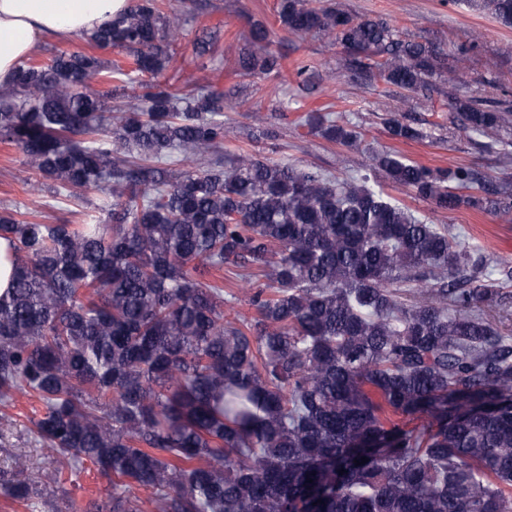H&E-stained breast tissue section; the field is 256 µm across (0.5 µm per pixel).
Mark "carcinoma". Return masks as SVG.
I'll use <instances>...</instances> for the list:
<instances>
[{"label":"carcinoma","mask_w":512,"mask_h":512,"mask_svg":"<svg viewBox=\"0 0 512 512\" xmlns=\"http://www.w3.org/2000/svg\"><path fill=\"white\" fill-rule=\"evenodd\" d=\"M468 5L512 27V0ZM276 21L340 46L372 82L432 102L446 80L460 130L512 127L506 95L469 93L438 46L383 17L278 0ZM183 26L169 0H131L86 34L126 60L24 61L0 100L1 142L58 191L99 194L81 224L0 213L19 258L0 297V405L37 398L35 433L63 457L43 487L0 493L51 496L87 462L112 479L109 512H512V338L483 312L495 288L482 258L366 175L251 153L224 166V93L159 81ZM274 43L253 24L238 74L280 76ZM134 84L138 102L117 101ZM384 124L423 137L398 112ZM306 125L336 145L359 138L330 113ZM369 167L437 210L512 214V191L471 167L389 151ZM224 271L253 290L257 316L240 326L224 320Z\"/></svg>","instance_id":"carcinoma-1"}]
</instances>
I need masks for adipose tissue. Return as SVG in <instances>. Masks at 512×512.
<instances>
[{"instance_id": "adipose-tissue-1", "label": "adipose tissue", "mask_w": 512, "mask_h": 512, "mask_svg": "<svg viewBox=\"0 0 512 512\" xmlns=\"http://www.w3.org/2000/svg\"><path fill=\"white\" fill-rule=\"evenodd\" d=\"M128 7L129 0H0V87L43 42L92 32Z\"/></svg>"}]
</instances>
